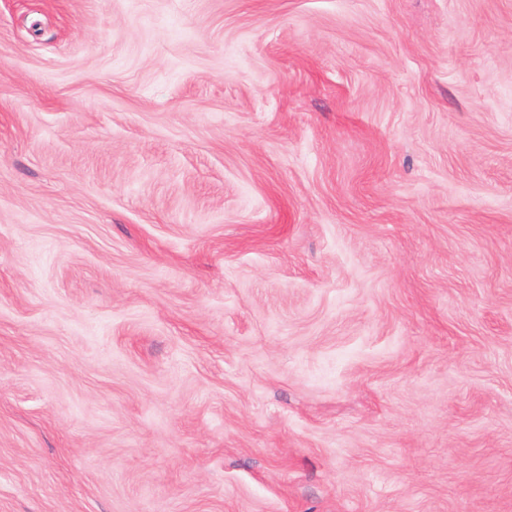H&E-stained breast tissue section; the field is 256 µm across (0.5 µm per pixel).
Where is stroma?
Segmentation results:
<instances>
[{
    "instance_id": "35a3bbf8",
    "label": "stroma",
    "mask_w": 512,
    "mask_h": 512,
    "mask_svg": "<svg viewBox=\"0 0 512 512\" xmlns=\"http://www.w3.org/2000/svg\"><path fill=\"white\" fill-rule=\"evenodd\" d=\"M0 512H512V0H0Z\"/></svg>"
}]
</instances>
